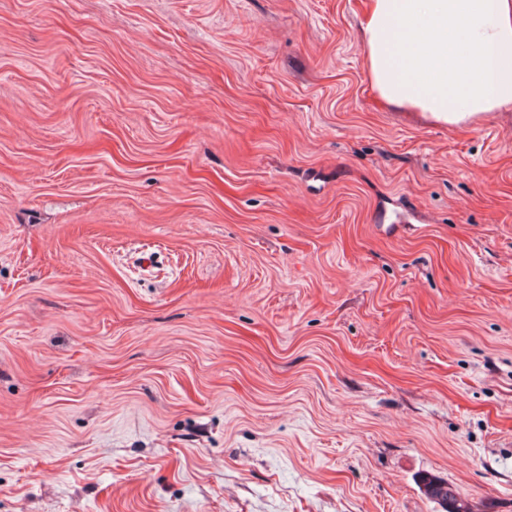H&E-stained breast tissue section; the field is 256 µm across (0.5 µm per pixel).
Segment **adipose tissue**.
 <instances>
[{
	"label": "adipose tissue",
	"mask_w": 512,
	"mask_h": 512,
	"mask_svg": "<svg viewBox=\"0 0 512 512\" xmlns=\"http://www.w3.org/2000/svg\"><path fill=\"white\" fill-rule=\"evenodd\" d=\"M360 37L387 106L450 126L512 109V0H367Z\"/></svg>",
	"instance_id": "ef3b65f1"
}]
</instances>
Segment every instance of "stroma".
<instances>
[{"mask_svg": "<svg viewBox=\"0 0 512 512\" xmlns=\"http://www.w3.org/2000/svg\"><path fill=\"white\" fill-rule=\"evenodd\" d=\"M364 7L0 0V512H512V110ZM425 494L436 502L443 512H471L468 500L445 480L422 476L420 479Z\"/></svg>", "mask_w": 512, "mask_h": 512, "instance_id": "1", "label": "stroma"}]
</instances>
